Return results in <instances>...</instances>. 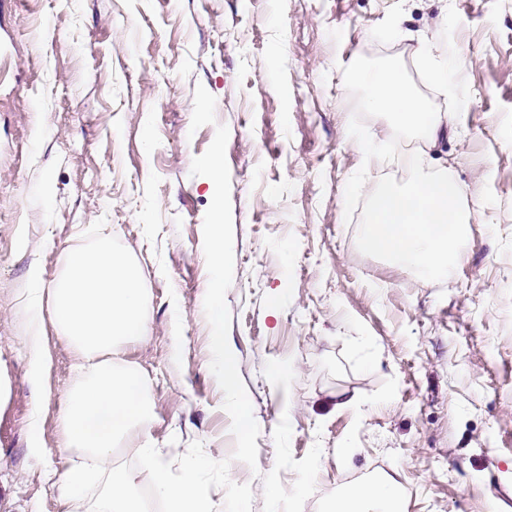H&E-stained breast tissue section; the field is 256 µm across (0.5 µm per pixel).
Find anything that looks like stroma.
I'll list each match as a JSON object with an SVG mask.
<instances>
[{"instance_id":"1","label":"stroma","mask_w":512,"mask_h":512,"mask_svg":"<svg viewBox=\"0 0 512 512\" xmlns=\"http://www.w3.org/2000/svg\"><path fill=\"white\" fill-rule=\"evenodd\" d=\"M426 48L459 62L453 93L426 79ZM377 66L447 116L435 141L362 107L353 70ZM200 85L216 121L195 130ZM220 124L253 469L232 457L201 307L213 194L190 170ZM356 132L392 164L365 168ZM417 149L470 211L440 282L356 245L368 186L404 180L396 160ZM104 231L141 270L150 326L120 349L153 402L120 462L202 442L252 512H327L387 475L405 512H512V0H0V512H73L54 482L76 460L59 417L77 356L46 327L52 365L33 380L26 298Z\"/></svg>"}]
</instances>
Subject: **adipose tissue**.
<instances>
[{"mask_svg":"<svg viewBox=\"0 0 512 512\" xmlns=\"http://www.w3.org/2000/svg\"><path fill=\"white\" fill-rule=\"evenodd\" d=\"M364 104L421 137L433 140L440 119L395 70L356 69ZM32 311L26 343L34 376L48 365L42 345V311H49L60 338L78 354L76 377L59 419L63 446L80 462L56 481L60 499L85 512H149L135 478L116 462L127 437L146 434L151 402L144 378L118 354L123 342L146 340L149 323L142 277L136 265L113 250L110 235L91 248L70 250L59 278L49 287L31 289ZM335 512H403L394 480L348 486L336 499Z\"/></svg>","mask_w":512,"mask_h":512,"instance_id":"1","label":"adipose tissue"}]
</instances>
